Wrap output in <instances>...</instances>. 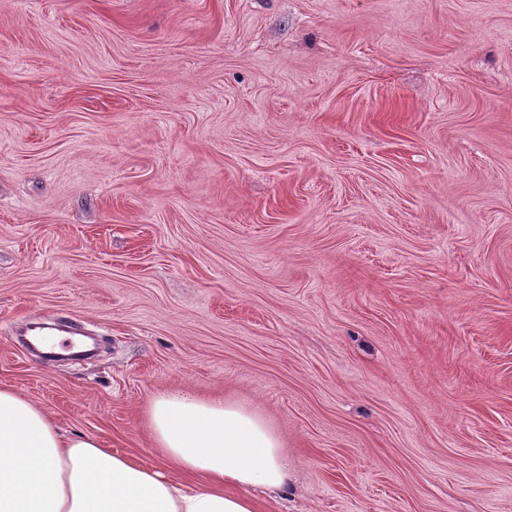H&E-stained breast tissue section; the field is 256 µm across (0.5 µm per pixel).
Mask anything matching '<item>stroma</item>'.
I'll use <instances>...</instances> for the list:
<instances>
[{"instance_id":"35a3bbf8","label":"stroma","mask_w":512,"mask_h":512,"mask_svg":"<svg viewBox=\"0 0 512 512\" xmlns=\"http://www.w3.org/2000/svg\"><path fill=\"white\" fill-rule=\"evenodd\" d=\"M0 385L146 463L241 402L257 512H512V0H0Z\"/></svg>"}]
</instances>
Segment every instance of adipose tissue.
Listing matches in <instances>:
<instances>
[{"label": "adipose tissue", "instance_id": "obj_1", "mask_svg": "<svg viewBox=\"0 0 512 512\" xmlns=\"http://www.w3.org/2000/svg\"><path fill=\"white\" fill-rule=\"evenodd\" d=\"M157 456L202 476L184 488L156 466L65 433L36 403L0 386V512H255L249 491L288 489L277 434L261 415L187 392L144 410Z\"/></svg>", "mask_w": 512, "mask_h": 512}]
</instances>
